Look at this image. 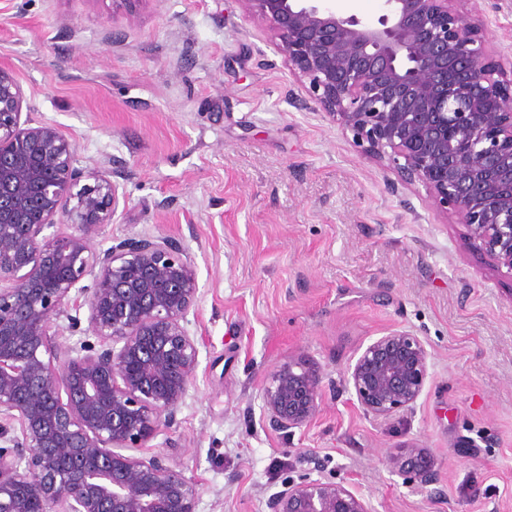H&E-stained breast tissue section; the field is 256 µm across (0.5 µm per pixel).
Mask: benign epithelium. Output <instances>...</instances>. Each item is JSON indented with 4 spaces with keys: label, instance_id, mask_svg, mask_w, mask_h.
I'll return each instance as SVG.
<instances>
[{
    "label": "benign epithelium",
    "instance_id": "7a95c632",
    "mask_svg": "<svg viewBox=\"0 0 512 512\" xmlns=\"http://www.w3.org/2000/svg\"><path fill=\"white\" fill-rule=\"evenodd\" d=\"M240 2L269 22L321 111L422 184L465 228L463 247L512 276V77L481 26L455 0H384L376 25L328 0ZM22 104L0 67V512H196V486L164 452L123 453L171 428L194 377L198 351L183 325L197 304L194 262L169 237L96 249L116 185L75 167L55 126L22 125ZM61 317L96 342H60ZM428 377L424 342L393 331L358 354L348 384L365 415L386 420L416 403ZM322 403L321 371L303 357L275 370L263 393L269 425L287 435ZM402 473L431 477L413 448ZM266 508L373 512L345 484L319 480L285 485Z\"/></svg>",
    "mask_w": 512,
    "mask_h": 512
}]
</instances>
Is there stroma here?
I'll use <instances>...</instances> for the list:
<instances>
[{
	"label": "stroma",
	"instance_id": "stroma-1",
	"mask_svg": "<svg viewBox=\"0 0 512 512\" xmlns=\"http://www.w3.org/2000/svg\"><path fill=\"white\" fill-rule=\"evenodd\" d=\"M489 53L512 51V0H459ZM240 0H0V66L22 119L119 193L99 248L139 235L189 250L196 375L154 443L196 512H266L284 482H344L374 512H512V276L461 246L421 184L366 154L288 68ZM403 330L430 354L412 409L365 416L357 352ZM306 357L323 405L285 436L270 374ZM432 464L406 482L408 448Z\"/></svg>",
	"mask_w": 512,
	"mask_h": 512
}]
</instances>
